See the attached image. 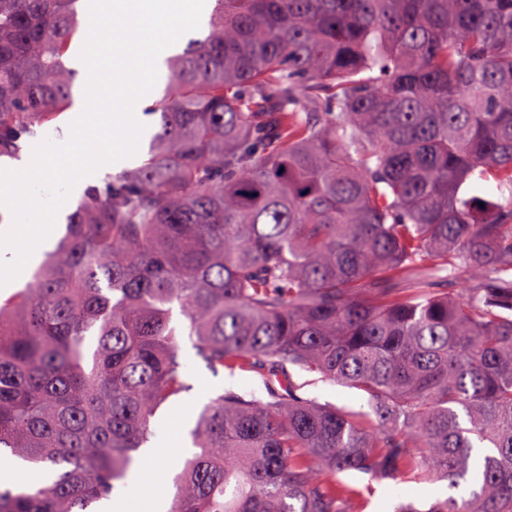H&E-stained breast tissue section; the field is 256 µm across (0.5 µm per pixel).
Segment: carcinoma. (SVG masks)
Here are the masks:
<instances>
[{"label": "carcinoma", "instance_id": "carcinoma-1", "mask_svg": "<svg viewBox=\"0 0 512 512\" xmlns=\"http://www.w3.org/2000/svg\"><path fill=\"white\" fill-rule=\"evenodd\" d=\"M84 6L0 0V156L72 106ZM164 77L148 158L0 298V456L37 474L0 512L111 497L185 339L264 395L209 398L168 512H365L347 472L512 512V0H215ZM297 382L303 385L300 393L304 397L315 398L320 403H328L338 407L355 410H368L366 399L359 391L344 385L318 380V376L298 372Z\"/></svg>", "mask_w": 512, "mask_h": 512}]
</instances>
